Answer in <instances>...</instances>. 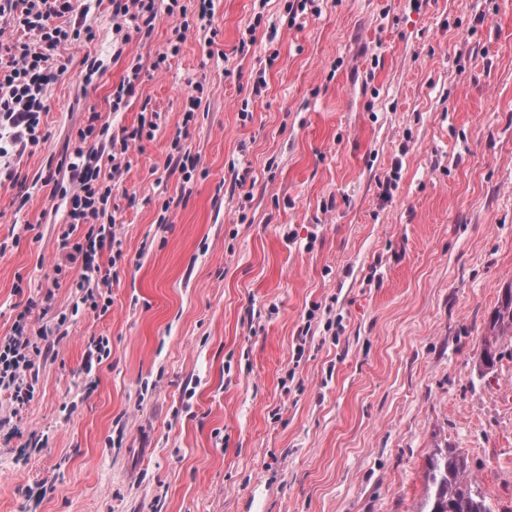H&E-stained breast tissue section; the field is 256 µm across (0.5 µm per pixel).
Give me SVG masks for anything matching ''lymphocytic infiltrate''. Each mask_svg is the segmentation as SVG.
<instances>
[{
    "mask_svg": "<svg viewBox=\"0 0 512 512\" xmlns=\"http://www.w3.org/2000/svg\"><path fill=\"white\" fill-rule=\"evenodd\" d=\"M111 2L112 27L118 32L129 22L137 32H150L160 14L174 15L179 7L178 0ZM90 10L84 0H0V178L18 181L15 160L39 145L46 92L64 70L65 51L95 38L87 22ZM9 29L24 32V39L5 38ZM157 127L156 120L145 118L117 140L98 131L95 124H87L78 132L77 145L54 171V192L69 207V221L57 239L69 261L83 263L74 288L81 304L92 310L104 313L112 304L111 297L101 292L108 278L95 257L122 244L114 221L106 217L112 188L100 179L101 162L111 161V175L119 177L121 158L137 141L153 137ZM31 313V308H24L11 334L0 336V390L19 407L34 395L38 360L51 356L55 346L48 334L30 336Z\"/></svg>",
    "mask_w": 512,
    "mask_h": 512,
    "instance_id": "f902f5d3",
    "label": "lymphocytic infiltrate"
}]
</instances>
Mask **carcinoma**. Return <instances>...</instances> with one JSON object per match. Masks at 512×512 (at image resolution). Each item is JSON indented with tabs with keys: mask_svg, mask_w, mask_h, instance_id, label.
<instances>
[{
	"mask_svg": "<svg viewBox=\"0 0 512 512\" xmlns=\"http://www.w3.org/2000/svg\"><path fill=\"white\" fill-rule=\"evenodd\" d=\"M512 335V288L504 290L492 313L482 339L479 362L482 369L494 370L503 357L501 337ZM420 512H493L468 470V464L454 448H438L428 460L426 497Z\"/></svg>",
	"mask_w": 512,
	"mask_h": 512,
	"instance_id": "obj_1",
	"label": "carcinoma"
}]
</instances>
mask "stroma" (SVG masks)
<instances>
[{"label": "stroma", "instance_id": "35a3bbf8", "mask_svg": "<svg viewBox=\"0 0 512 512\" xmlns=\"http://www.w3.org/2000/svg\"><path fill=\"white\" fill-rule=\"evenodd\" d=\"M293 2L214 0L183 36L164 14L123 37L110 0L92 7L19 169L60 160L92 114L117 137L146 111L159 128L107 204V314L78 308L81 263L55 273L60 196L0 182V336L47 293L29 327L61 331L28 406L0 391V512H418L447 446L512 512V336L479 366L512 286V0ZM140 76V67L135 65L131 68L126 78L120 83V85L112 91V109L113 111L119 112L121 110V104L125 97H130L135 92L137 82ZM486 336L482 339L479 362L484 371H493L497 362L501 361V337L512 335V288H505L501 301L492 313L487 327ZM110 353L109 339L107 337L93 338L86 348L85 373L89 375L96 368V365H100L103 359L109 357Z\"/></svg>", "mask_w": 512, "mask_h": 512}]
</instances>
